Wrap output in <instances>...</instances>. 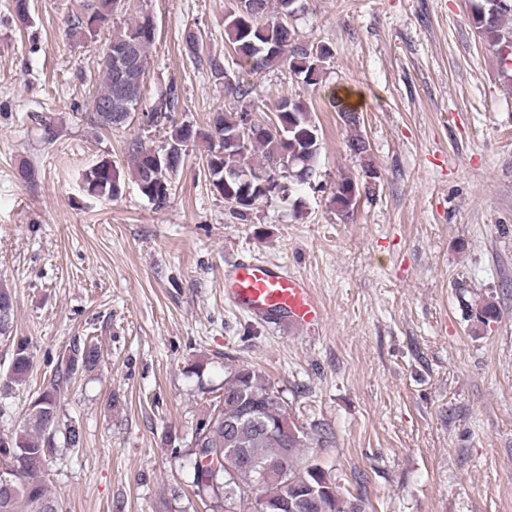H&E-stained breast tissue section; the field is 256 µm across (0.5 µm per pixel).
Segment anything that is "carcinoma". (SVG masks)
<instances>
[{
  "mask_svg": "<svg viewBox=\"0 0 512 512\" xmlns=\"http://www.w3.org/2000/svg\"><path fill=\"white\" fill-rule=\"evenodd\" d=\"M115 0H85V14L74 15L70 36L90 41L107 24L115 8ZM272 0H235L224 17V33L233 46L240 68L235 83L224 86V92L240 105L233 112H218L212 125L202 132L189 122L175 118L181 91L174 83L145 111L144 126L167 131L166 146L156 150L136 140L130 149L131 174L144 198L157 210L170 200L173 176L184 164L185 148L202 140L207 143L204 176L224 197L230 216L248 224L256 205L269 200L258 188V179L276 175L286 183L284 191L291 196L305 186L313 192L323 189L317 181L322 148L319 125L312 119L306 102L293 96L281 98L275 107L277 121L265 132L247 130L251 114L253 87L244 82L246 75H258L273 67L286 65L308 86L321 82L324 63L332 56L324 45H310L298 37L295 29L283 20L295 13L298 0H277L280 16H270ZM471 18L478 36L486 41L502 69L512 68V0H471ZM156 39V25L147 14L126 29L115 32L106 43L114 49L128 41H137V51L127 69L126 79L139 89L148 67V52ZM185 54L200 58L203 50L201 33L193 28L184 31ZM101 83L90 98L87 120L99 129L121 125L137 112V96L119 94L115 90L110 64L100 59ZM347 147L364 160L363 175L375 172L369 159V144L355 134ZM258 160H252V157ZM87 192L98 198L113 200L122 191L119 174L112 161L102 160L83 173ZM365 183L346 176L330 188L336 210L349 215L356 209ZM468 316L486 324L496 312V305L481 300L466 305ZM99 354L90 345L75 349L67 358L65 372L54 377L30 403L20 430L0 437V469L10 470L12 491L0 490V512H62V506L48 484L47 456L51 434L61 433L64 447L81 445L80 427L66 420L60 411L63 385L80 371L97 365ZM33 365L28 344L20 340L10 352L3 388L10 390L25 381ZM277 388L263 370L243 365L224 378V392L206 422L215 428L198 426L190 448L193 457L195 495L210 502V512H225L237 493L252 483L263 486V499L273 506L286 499L302 498L307 503L302 512H361L355 505L341 510L337 506L336 477L317 462L299 468L296 460L306 447L307 437L290 419L285 401L273 396ZM232 430H224V423ZM287 459L288 470L262 475L265 465Z\"/></svg>",
  "mask_w": 512,
  "mask_h": 512,
  "instance_id": "1",
  "label": "carcinoma"
}]
</instances>
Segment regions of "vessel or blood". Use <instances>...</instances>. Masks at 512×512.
<instances>
[{"mask_svg":"<svg viewBox=\"0 0 512 512\" xmlns=\"http://www.w3.org/2000/svg\"><path fill=\"white\" fill-rule=\"evenodd\" d=\"M224 298L234 309L261 321L284 320L312 328L321 320V306L309 284L272 262L242 258L227 265Z\"/></svg>","mask_w":512,"mask_h":512,"instance_id":"b4317fda","label":"vessel or blood"}]
</instances>
